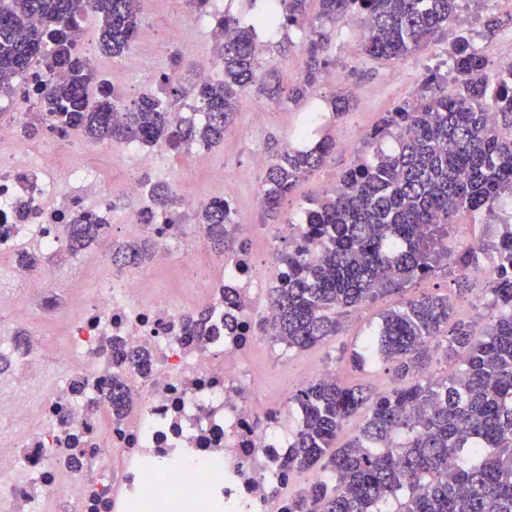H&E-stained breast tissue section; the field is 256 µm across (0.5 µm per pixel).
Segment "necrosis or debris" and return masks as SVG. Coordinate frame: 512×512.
<instances>
[{"label":"necrosis or debris","instance_id":"1","mask_svg":"<svg viewBox=\"0 0 512 512\" xmlns=\"http://www.w3.org/2000/svg\"><path fill=\"white\" fill-rule=\"evenodd\" d=\"M48 70L32 68L0 90V256L35 248L55 254L66 245L65 227L90 213L111 223L119 200H150L139 176L112 183L75 159L85 150L77 130L46 125L40 139L22 127L40 116L35 93ZM133 231L148 232L167 253L187 235L183 222L156 213L152 224L129 218ZM272 252H242L217 276L183 252L185 272L197 283L193 299L172 298L157 288L151 267L129 270L119 280H99L81 305L56 282L58 268L44 264L11 270L13 286L0 287V310L25 319L70 316L68 338L53 350L38 331L23 345L0 327V350L12 367L0 373V420L14 427L0 433V493L10 512H279L270 490L278 483L277 458L288 452L279 432L281 402L256 404L248 351L266 342L274 323L271 304L254 307V272ZM237 290V327H216L206 340L186 330L188 318ZM116 349H144L149 359L126 387V414L112 416ZM54 357L63 375L45 393L43 366ZM84 450L81 466L62 460L72 439Z\"/></svg>","mask_w":512,"mask_h":512}]
</instances>
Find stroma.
Here are the masks:
<instances>
[{
	"instance_id": "obj_1",
	"label": "stroma",
	"mask_w": 512,
	"mask_h": 512,
	"mask_svg": "<svg viewBox=\"0 0 512 512\" xmlns=\"http://www.w3.org/2000/svg\"><path fill=\"white\" fill-rule=\"evenodd\" d=\"M185 0H168L167 4H149L141 9L143 27L156 35L153 48V68L150 71H132L126 66L125 57L107 58L112 70V86L125 100L137 98L146 88L158 87L162 73L169 71L174 53H181L196 68H215V44L207 29L188 30L185 40H169L170 27L187 17ZM498 20L495 31H488V20ZM456 34L465 36L485 58L489 75H496L501 62L512 55V0H465L454 20ZM336 37L328 47L326 58L329 69L336 74L335 82H321L304 102L273 103L264 98L252 97V111L238 113L223 142L214 146L208 161H199L195 152L166 153L158 168L151 170L154 178L171 180L173 172H182L183 178L210 196H223L225 184L234 188L233 204L242 217L235 231L237 239L263 245L271 234L272 225L266 224L260 207L259 185L261 170L254 168L255 154L272 155L293 139L306 113L316 112L320 121L316 132H330L334 138L344 137L349 128L369 131L385 112L398 104L416 99L423 93L426 80L433 74L435 63L444 61L451 52L447 36L435 38L428 46L396 61L374 60L360 52L362 28L358 21L344 18L336 22ZM264 45L262 56L271 66L270 79L282 86L301 80L304 74L305 54L297 28L284 29L278 34L259 33ZM365 87L368 96L364 102L353 103L347 117L331 122L326 101L346 85ZM353 159L352 153L336 148L322 167L302 181L284 205L287 218L302 216L311 200L333 187ZM454 269L439 264L431 276L413 280L400 294L386 295L364 303L343 319L340 336L326 344L301 353L282 352L281 362L299 361L330 369L342 384L353 386L368 384L377 391L391 389L396 378L394 366L379 360L367 361L364 367H355L352 351L363 348L366 336L381 325L383 316L402 302L424 294L451 295L457 318L484 327L490 322L494 310L486 297L484 285L474 284L467 295H455ZM280 362V364H281ZM280 364L271 365L270 387H277L282 370Z\"/></svg>"
}]
</instances>
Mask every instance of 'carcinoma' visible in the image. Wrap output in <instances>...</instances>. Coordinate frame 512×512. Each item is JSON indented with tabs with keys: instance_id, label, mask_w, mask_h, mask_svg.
Returning <instances> with one entry per match:
<instances>
[{
	"instance_id": "1",
	"label": "carcinoma",
	"mask_w": 512,
	"mask_h": 512,
	"mask_svg": "<svg viewBox=\"0 0 512 512\" xmlns=\"http://www.w3.org/2000/svg\"><path fill=\"white\" fill-rule=\"evenodd\" d=\"M140 0H0V85L39 60L53 78L38 87L50 119L72 127L93 142L115 146L160 145L180 153L194 145L215 146L234 122L253 85L270 100L299 102L327 73L323 57L332 37L327 25L343 17L365 24L363 53L376 60H398L448 29L457 0H273L251 25L229 14L216 18L227 31L217 44L220 82L190 86L165 74L160 86L121 105L110 85L76 51L79 20L91 13L100 21L98 49L105 56L127 54L141 30ZM304 31L307 53L302 79L283 89L256 83V28ZM457 85L448 90L437 78L427 93L385 113L363 138L356 158L335 187L313 202L300 225L303 248L279 256L282 264L270 299L278 336L288 348L305 351L339 335L341 318L362 303L403 290L433 269L441 257L458 271L465 292L469 270L483 254H494L488 292L497 310L481 332L454 319L446 294L406 301L389 312L382 327L366 338L365 355L395 363L396 384L385 393L365 386L343 387L334 378L315 379L293 401L300 419L288 456L278 460L285 480L318 469L323 478L283 499L281 512H381L379 505L403 492L397 512H512V224L498 242L448 249V224L463 212L495 213L512 195V70L487 80L485 58L459 35L452 42ZM193 96L202 120H178L169 99ZM329 105L336 118L351 109L338 92ZM123 110L124 120L112 121ZM335 143L328 137L286 145L266 164L261 206L273 220L284 201L317 171ZM152 211L172 213L179 197L162 180L147 177ZM208 245L232 262L246 248L230 235L239 223L232 202L218 197L195 213ZM108 225L93 216L67 225L64 256L98 243ZM155 254L151 238L112 248V264L137 265ZM446 337L450 359L465 353L462 372L444 382L424 379L434 349ZM112 407H125L124 378L113 377ZM360 418L358 433L340 446L343 426Z\"/></svg>"
}]
</instances>
